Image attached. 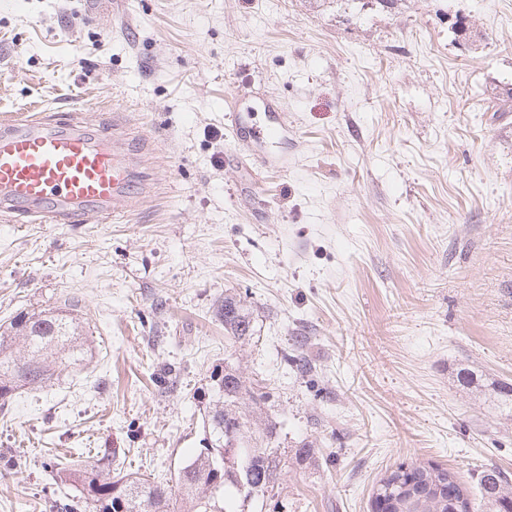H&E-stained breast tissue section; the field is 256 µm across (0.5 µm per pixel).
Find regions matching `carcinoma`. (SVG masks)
<instances>
[{
  "instance_id": "carcinoma-1",
  "label": "carcinoma",
  "mask_w": 512,
  "mask_h": 512,
  "mask_svg": "<svg viewBox=\"0 0 512 512\" xmlns=\"http://www.w3.org/2000/svg\"><path fill=\"white\" fill-rule=\"evenodd\" d=\"M497 112L512 110V87L493 96ZM217 316L224 322L228 339L244 343L255 333L251 314L233 296L217 301ZM92 351L82 333L76 315L66 307L33 310L17 317L10 328L0 332V405L9 402L22 387L37 390L51 385L57 367L80 362ZM465 387L488 393L497 408L512 416V385L505 382H480L469 370L458 373ZM214 394L207 410L211 429V447L187 459L177 471L179 494L168 491L159 477L126 474L112 477V461L121 448L96 449V465L88 468L63 457H53L45 467L74 485L83 502L96 512H244L245 501L255 492L274 489L280 470L281 453L270 445L237 446L229 450L230 438H239L248 420L239 411L244 400L255 403L264 394L246 385L242 373L224 367V374L214 375ZM418 478L427 477L445 484L448 492L422 491L402 502L404 512H450L452 499L472 502L455 474L441 465L417 464ZM504 473L495 467L482 471L479 503L472 512H512V493Z\"/></svg>"
}]
</instances>
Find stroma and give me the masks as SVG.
<instances>
[{
	"mask_svg": "<svg viewBox=\"0 0 512 512\" xmlns=\"http://www.w3.org/2000/svg\"><path fill=\"white\" fill-rule=\"evenodd\" d=\"M510 84L512 0H0V119H76L134 162L111 223L0 212V325L74 297L94 341L0 409V512L78 500L57 454L173 476L228 364L265 393L249 443L282 453L245 512H370L402 463L512 477V418L456 378L512 384ZM217 316L224 322V331L229 340L234 343H245L253 338L255 333L251 314L241 300L233 296H224L217 301Z\"/></svg>",
	"mask_w": 512,
	"mask_h": 512,
	"instance_id": "35a3bbf8",
	"label": "stroma"
}]
</instances>
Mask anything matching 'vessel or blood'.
I'll use <instances>...</instances> for the list:
<instances>
[{
  "instance_id": "b4317fda",
  "label": "vessel or blood",
  "mask_w": 512,
  "mask_h": 512,
  "mask_svg": "<svg viewBox=\"0 0 512 512\" xmlns=\"http://www.w3.org/2000/svg\"><path fill=\"white\" fill-rule=\"evenodd\" d=\"M129 184L118 144L81 122L60 129L35 119L0 123V203L6 210L68 224L90 207L105 224Z\"/></svg>"
}]
</instances>
